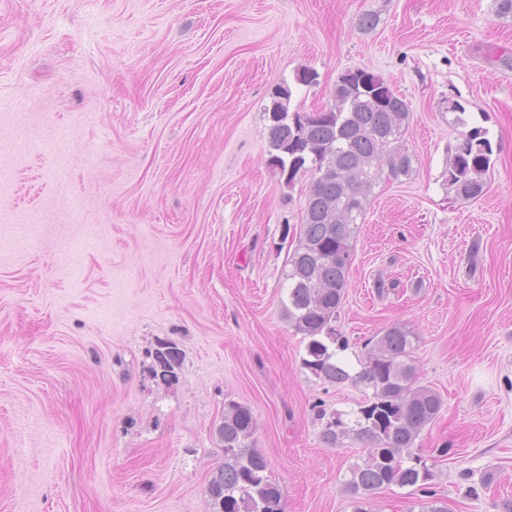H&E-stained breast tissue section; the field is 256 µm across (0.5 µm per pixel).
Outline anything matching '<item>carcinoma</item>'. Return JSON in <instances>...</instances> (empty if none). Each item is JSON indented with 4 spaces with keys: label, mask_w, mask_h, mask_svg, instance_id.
Returning a JSON list of instances; mask_svg holds the SVG:
<instances>
[{
    "label": "carcinoma",
    "mask_w": 512,
    "mask_h": 512,
    "mask_svg": "<svg viewBox=\"0 0 512 512\" xmlns=\"http://www.w3.org/2000/svg\"><path fill=\"white\" fill-rule=\"evenodd\" d=\"M385 80L365 69L342 73L332 92L333 103L316 112L280 107L268 124L269 164L288 177L310 175L297 244L283 270V312L295 333L306 341L301 365L329 384L363 388L364 399L350 413L320 410L316 421L322 441L336 448L345 442L367 448L349 466L344 487L353 512H367L372 493L388 486L415 487L424 494L420 512H448L428 490L434 464L411 452L419 434L442 408L441 396L419 381L412 364L413 332L394 324L372 339L359 370L352 373L340 358L348 348L336 322L353 263L354 240L366 213V192L383 175L395 181L414 172L415 156L404 135L410 109ZM493 154L485 131L473 127L451 149L448 184L457 196L475 199L485 190L484 175ZM181 357L173 342L154 352L153 375L167 380ZM255 418L236 402L224 407L216 436L224 463L213 472L208 494L213 512H283L281 490L268 475L267 458L253 448Z\"/></svg>",
    "instance_id": "1"
}]
</instances>
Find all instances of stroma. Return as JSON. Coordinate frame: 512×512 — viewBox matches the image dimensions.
Instances as JSON below:
<instances>
[{
	"label": "stroma",
	"instance_id": "1",
	"mask_svg": "<svg viewBox=\"0 0 512 512\" xmlns=\"http://www.w3.org/2000/svg\"><path fill=\"white\" fill-rule=\"evenodd\" d=\"M353 68L408 101L416 171L368 195L343 357L412 329L443 400L415 442L448 451L432 491L448 512L512 499V16L495 0H0V512H211L231 401L253 411L284 512H352L363 451L325 445L314 407L363 393L304 370L282 315L310 179L269 166L264 109L284 80L293 107L328 106ZM304 69L316 84H296ZM469 125L494 161L473 200L447 183ZM163 342L181 351L166 381ZM181 357L180 349L173 342H163L154 352L153 375L162 380L173 375L175 366L179 363Z\"/></svg>",
	"mask_w": 512,
	"mask_h": 512
}]
</instances>
